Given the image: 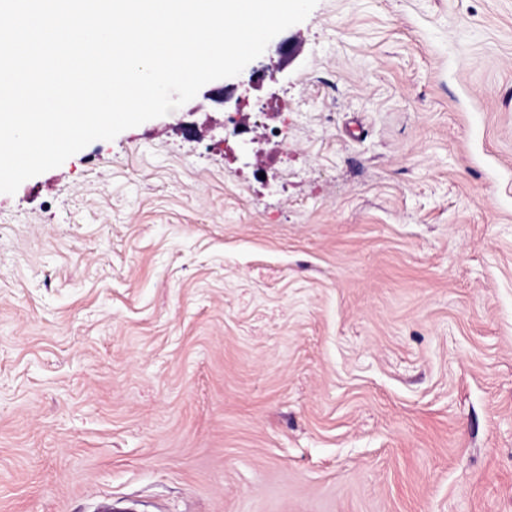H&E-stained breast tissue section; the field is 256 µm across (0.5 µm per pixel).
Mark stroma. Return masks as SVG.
<instances>
[{
    "label": "stroma",
    "instance_id": "35a3bbf8",
    "mask_svg": "<svg viewBox=\"0 0 512 512\" xmlns=\"http://www.w3.org/2000/svg\"><path fill=\"white\" fill-rule=\"evenodd\" d=\"M284 35L0 193V512H512V0Z\"/></svg>",
    "mask_w": 512,
    "mask_h": 512
}]
</instances>
